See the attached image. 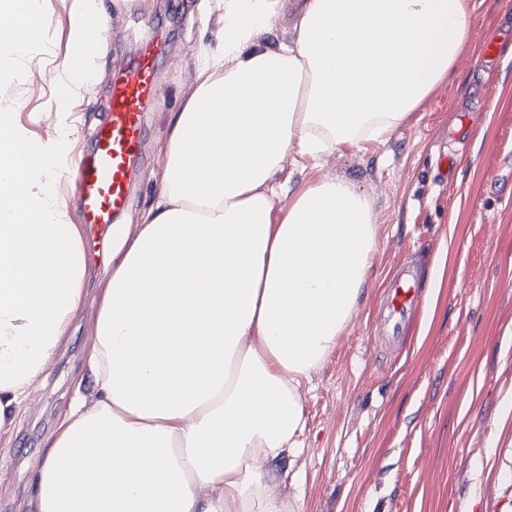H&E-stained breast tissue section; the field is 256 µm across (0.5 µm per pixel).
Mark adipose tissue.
<instances>
[{
  "label": "adipose tissue",
  "instance_id": "obj_1",
  "mask_svg": "<svg viewBox=\"0 0 512 512\" xmlns=\"http://www.w3.org/2000/svg\"><path fill=\"white\" fill-rule=\"evenodd\" d=\"M221 49L171 118L156 203L122 228L87 357L93 393L46 441L34 512H285L265 467L296 453L302 392L366 296L369 199L293 186L287 156L386 143L449 80L471 0H221ZM47 0H0V76ZM0 114V431L37 392L82 302L85 253L55 191L63 145Z\"/></svg>",
  "mask_w": 512,
  "mask_h": 512
}]
</instances>
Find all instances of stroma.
Returning a JSON list of instances; mask_svg holds the SVG:
<instances>
[{
	"label": "stroma",
	"instance_id": "1",
	"mask_svg": "<svg viewBox=\"0 0 512 512\" xmlns=\"http://www.w3.org/2000/svg\"><path fill=\"white\" fill-rule=\"evenodd\" d=\"M110 17L93 64L95 87L60 99L69 77L72 0H50L43 37L25 70L0 83V113L35 139L65 107L77 134L66 155H89L106 116L113 74L162 20L161 87L145 120L144 156L120 221L155 204L170 120L189 95L205 49L215 47L220 0H105ZM474 40L441 85L383 145L327 155L320 167L286 161L298 185L350 177L377 215L369 291L303 394L306 429L294 459L267 464L274 493L293 512H512V0H473ZM495 43L499 60L483 57ZM451 157L452 166L441 163ZM112 239L87 261L83 302L36 399L0 432V512H31L46 440L87 369L99 289ZM416 260L436 284L409 323L410 349L378 346L376 301L400 264Z\"/></svg>",
	"mask_w": 512,
	"mask_h": 512
}]
</instances>
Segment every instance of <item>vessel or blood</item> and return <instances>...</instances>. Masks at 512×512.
I'll return each mask as SVG.
<instances>
[{
    "mask_svg": "<svg viewBox=\"0 0 512 512\" xmlns=\"http://www.w3.org/2000/svg\"><path fill=\"white\" fill-rule=\"evenodd\" d=\"M86 29L87 38L71 60L76 68L82 67L97 50L99 22L95 16L87 17ZM164 29L163 22H156L153 36L142 42L136 56L113 77L107 118L94 132L90 156L72 170L81 222L97 237L111 232L129 202L132 180L142 159L144 117L158 90V57ZM419 301L417 272L404 268L382 294L388 350L406 348L404 322Z\"/></svg>",
    "mask_w": 512,
    "mask_h": 512,
    "instance_id": "obj_1",
    "label": "vessel or blood"
}]
</instances>
